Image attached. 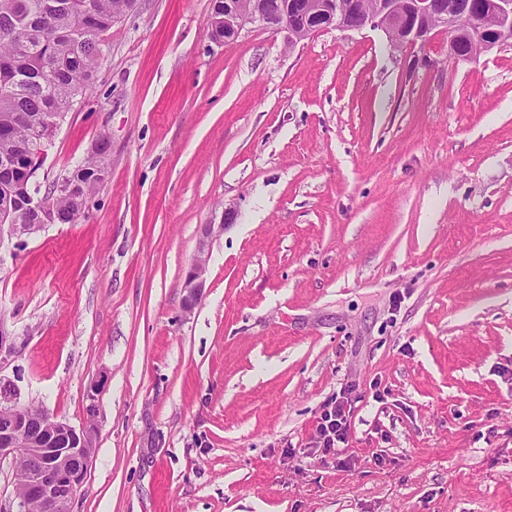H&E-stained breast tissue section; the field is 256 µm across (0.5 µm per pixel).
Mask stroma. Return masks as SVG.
Returning <instances> with one entry per match:
<instances>
[{
	"mask_svg": "<svg viewBox=\"0 0 512 512\" xmlns=\"http://www.w3.org/2000/svg\"><path fill=\"white\" fill-rule=\"evenodd\" d=\"M211 6L113 26L37 172L104 134L107 180L75 223L0 240V388L97 430L72 512H512V46H220ZM345 389L340 467L316 426ZM210 232L211 225L204 232L197 258L188 267L184 276L183 288H185L187 291L185 308L189 312L192 311L195 304L201 300L205 288L206 280L204 277V272L207 257L205 252L208 247V238Z\"/></svg>",
	"mask_w": 512,
	"mask_h": 512,
	"instance_id": "35a3bbf8",
	"label": "stroma"
}]
</instances>
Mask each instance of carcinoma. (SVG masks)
<instances>
[{"label": "carcinoma", "mask_w": 512, "mask_h": 512, "mask_svg": "<svg viewBox=\"0 0 512 512\" xmlns=\"http://www.w3.org/2000/svg\"><path fill=\"white\" fill-rule=\"evenodd\" d=\"M0 0V159L12 157L33 138H49L39 116L66 115L79 97L93 92L104 35L135 0ZM110 144L67 172L70 191L51 186L45 199L55 223L71 224L81 215V199L91 195L109 169ZM30 187L0 166V214L14 224H35L40 216L21 210Z\"/></svg>", "instance_id": "1"}]
</instances>
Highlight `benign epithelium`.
<instances>
[{
    "mask_svg": "<svg viewBox=\"0 0 512 512\" xmlns=\"http://www.w3.org/2000/svg\"><path fill=\"white\" fill-rule=\"evenodd\" d=\"M402 9H396L394 0H377L375 10L361 9L359 0H347L341 10H334L321 0H308L305 5L306 19L295 24L288 19L293 4L282 5L278 13H271L265 4L244 12L237 0H224V36L215 43L230 44L236 41L250 25L274 32L288 34V46L319 33L323 27L308 22L311 17L327 18L331 26L342 30L361 31L367 27L382 30L390 47L402 54L423 49L435 36L443 32L448 22L458 19L471 29L483 26L485 17H491L495 27L486 31L482 38L472 37L451 41L450 54L457 60L471 61L479 52L512 43V0H485L480 12L461 16L455 12L453 0L448 6L436 7L434 0H403ZM47 153L45 142L37 140L19 155L4 162L21 180L27 181L36 174ZM206 229L200 243L198 256L188 267L183 288L187 291L186 310L192 311L201 300L205 288L204 277L208 238ZM19 350L15 334L0 323V365L4 359ZM0 401L13 406V410L0 416V462L10 459L16 463L13 474L14 512H70V504L83 484L92 459L95 427L86 422L76 427L66 421L52 419L48 431H36L26 409L20 406L8 392H0ZM26 465H19L20 460Z\"/></svg>",
    "mask_w": 512,
    "mask_h": 512,
    "instance_id": "benign-epithelium-1",
    "label": "benign epithelium"
}]
</instances>
